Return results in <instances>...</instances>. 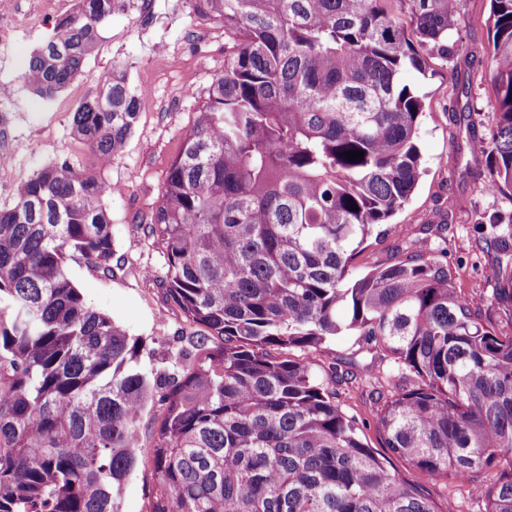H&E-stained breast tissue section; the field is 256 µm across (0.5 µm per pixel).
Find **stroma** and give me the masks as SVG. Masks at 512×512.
Instances as JSON below:
<instances>
[{"instance_id": "obj_1", "label": "stroma", "mask_w": 512, "mask_h": 512, "mask_svg": "<svg viewBox=\"0 0 512 512\" xmlns=\"http://www.w3.org/2000/svg\"><path fill=\"white\" fill-rule=\"evenodd\" d=\"M460 24L454 37L465 56L432 60L427 74H408L424 96L419 143L423 173L405 207L385 226L383 239H368L352 260L354 273L404 256L416 239L435 240L437 224L448 223V261L454 282L479 309H486L492 294L494 254L480 245L476 225L482 216L499 213L512 222V201L483 189L491 172L482 158L466 147L470 137H489L496 126L490 75L492 58L487 48L489 0H459ZM52 21L22 32L14 43L0 80L13 84L15 112L7 128L13 144L7 174L0 175V207L11 204L33 173L51 162L67 159L98 170L108 185L121 186L108 198L115 238L111 273L70 262V274L87 303L104 311L129 335L143 338L141 367L152 375L177 372L175 356L191 334L181 312L165 298L161 279L166 263L161 248L149 234L147 220L156 208L168 166L190 131L212 77L224 68V29L194 19L185 0H154L151 22H141L133 4L113 13L101 32L84 72L57 97L48 100L30 91L22 80L32 51L51 32ZM127 64L130 84L144 94L145 104L122 154L106 167H97L92 153L75 136L73 110L97 90L95 79L113 65ZM190 94H181L183 85ZM383 352L348 333L337 337L325 352L315 355V368L327 377L330 367L363 373L381 367ZM343 410L363 425L370 448L388 455L376 425L379 403L361 381L340 389ZM390 458L391 467L408 482L420 486L437 512H482L483 505L463 487L421 481L402 459Z\"/></svg>"}]
</instances>
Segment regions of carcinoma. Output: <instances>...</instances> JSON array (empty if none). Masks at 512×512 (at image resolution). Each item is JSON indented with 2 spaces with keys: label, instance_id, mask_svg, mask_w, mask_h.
<instances>
[{
  "label": "carcinoma",
  "instance_id": "carcinoma-1",
  "mask_svg": "<svg viewBox=\"0 0 512 512\" xmlns=\"http://www.w3.org/2000/svg\"><path fill=\"white\" fill-rule=\"evenodd\" d=\"M456 2L188 0L224 27V71L148 219L166 297L196 328L176 375L149 378L142 341L70 275L74 259L112 272L105 182L52 162L0 208V512H120L149 406V512H437L342 411L330 383L345 377L316 373L314 354L345 330L390 361L368 374L377 396L391 389L377 415L389 452L470 487L484 512H512V332L458 292L444 247L351 269L419 182L423 102L404 76L453 55ZM122 7L76 0L31 53L29 88L65 89ZM490 19L497 122L480 156L485 190L512 200V0H490ZM141 109L117 65L74 131L106 166ZM485 224L491 306L512 322V225Z\"/></svg>",
  "mask_w": 512,
  "mask_h": 512
}]
</instances>
